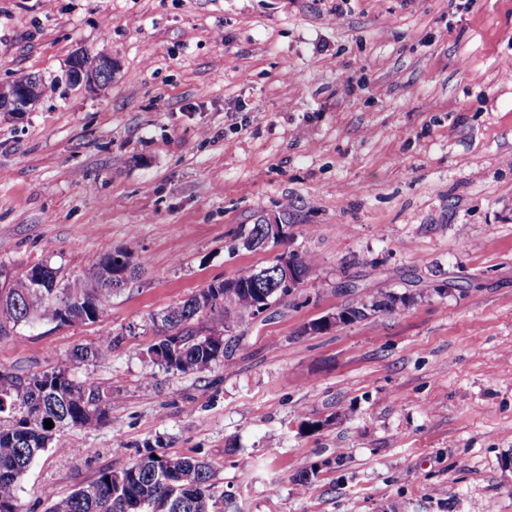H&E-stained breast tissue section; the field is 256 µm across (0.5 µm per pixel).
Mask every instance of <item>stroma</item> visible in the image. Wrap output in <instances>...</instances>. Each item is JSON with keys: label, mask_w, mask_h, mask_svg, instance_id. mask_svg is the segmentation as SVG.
<instances>
[{"label": "stroma", "mask_w": 512, "mask_h": 512, "mask_svg": "<svg viewBox=\"0 0 512 512\" xmlns=\"http://www.w3.org/2000/svg\"><path fill=\"white\" fill-rule=\"evenodd\" d=\"M103 47L106 88L63 81ZM21 72L46 91L0 112V289L44 262L81 286L116 249L136 275L97 322L0 338L1 369L113 393L20 512L150 448L209 461L224 512H512V0H0V84ZM282 218L281 246H242ZM282 250L311 273L233 319L228 359L153 365V316ZM400 298L401 302L406 304L405 297L397 296L394 293H385L381 297H373L372 299L358 302L357 304L344 307L341 311L344 312L348 318L342 321V324L357 322L367 319L376 312V306L385 307V310L393 311V306ZM114 340L106 338L97 345L79 347L72 352L71 361L77 363L97 362L108 352Z\"/></svg>", "instance_id": "1"}]
</instances>
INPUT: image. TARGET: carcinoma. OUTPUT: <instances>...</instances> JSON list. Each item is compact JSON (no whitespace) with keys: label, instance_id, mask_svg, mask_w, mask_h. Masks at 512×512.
I'll use <instances>...</instances> for the list:
<instances>
[{"label":"carcinoma","instance_id":"1","mask_svg":"<svg viewBox=\"0 0 512 512\" xmlns=\"http://www.w3.org/2000/svg\"><path fill=\"white\" fill-rule=\"evenodd\" d=\"M11 85L26 90L37 103L45 85L29 73L19 74ZM58 271L47 263L31 267L23 277L0 291V337L9 335L19 325L49 321L59 324L87 323L106 312L112 295L121 289L112 276V254L99 260L91 279L79 288L57 280ZM285 291L265 288L260 300L253 289L216 280L194 297L166 308L159 319L170 336L180 340L171 350L166 341L152 345L149 352L161 350L162 358L152 362L167 372H202L226 357L221 347L230 326L227 317L255 315L259 305L266 307L281 301ZM406 301L385 293L342 309L347 322L364 320L385 307L391 311L397 301ZM208 316V325L198 332L183 326L186 317ZM112 340L79 347L71 361L96 362L103 358ZM112 402V387L98 383L86 385L73 379L69 370L58 368L34 374L0 371V512H18L17 488L21 476L53 439L56 429L64 426L88 428L106 418ZM54 423L45 427V421ZM215 472L202 459L170 457L152 452L119 470L106 469L88 485L65 497L46 494L47 512H223L224 496L214 491Z\"/></svg>","mask_w":512,"mask_h":512}]
</instances>
